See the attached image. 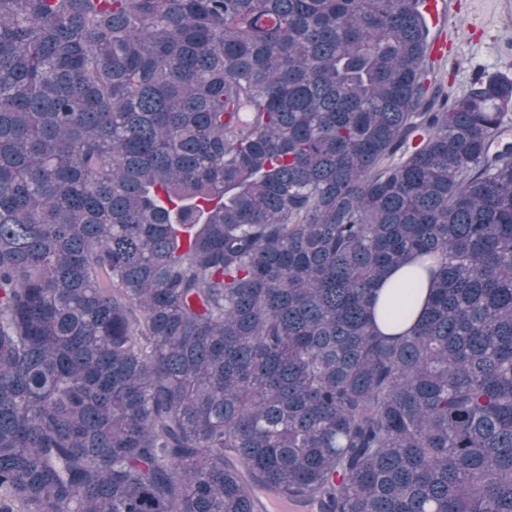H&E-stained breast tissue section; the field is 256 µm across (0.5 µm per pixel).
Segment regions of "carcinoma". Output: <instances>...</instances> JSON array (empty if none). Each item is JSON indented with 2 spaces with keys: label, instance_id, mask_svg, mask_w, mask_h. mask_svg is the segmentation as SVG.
Wrapping results in <instances>:
<instances>
[{
  "label": "carcinoma",
  "instance_id": "carcinoma-1",
  "mask_svg": "<svg viewBox=\"0 0 512 512\" xmlns=\"http://www.w3.org/2000/svg\"><path fill=\"white\" fill-rule=\"evenodd\" d=\"M428 46L421 0H0V512H512V79Z\"/></svg>",
  "mask_w": 512,
  "mask_h": 512
}]
</instances>
